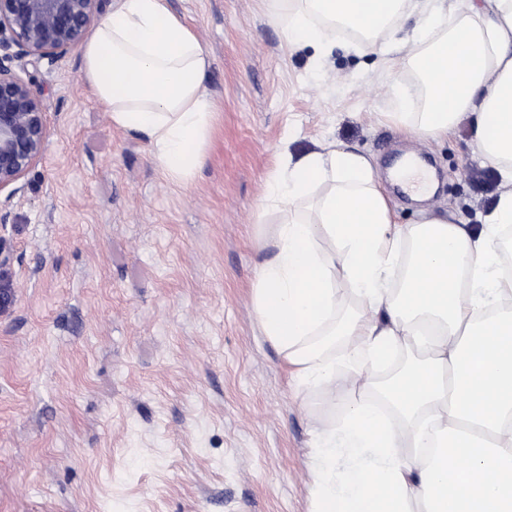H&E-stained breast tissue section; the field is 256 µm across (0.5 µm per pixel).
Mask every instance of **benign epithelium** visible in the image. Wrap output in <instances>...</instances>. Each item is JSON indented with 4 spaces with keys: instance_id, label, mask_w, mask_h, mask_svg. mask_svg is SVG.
Returning a JSON list of instances; mask_svg holds the SVG:
<instances>
[{
    "instance_id": "obj_1",
    "label": "benign epithelium",
    "mask_w": 512,
    "mask_h": 512,
    "mask_svg": "<svg viewBox=\"0 0 512 512\" xmlns=\"http://www.w3.org/2000/svg\"><path fill=\"white\" fill-rule=\"evenodd\" d=\"M103 0H0V45L18 56L57 60L82 44ZM47 106L11 67L0 63V191L16 185L43 157Z\"/></svg>"
}]
</instances>
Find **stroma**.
Masks as SVG:
<instances>
[{
    "label": "stroma",
    "mask_w": 512,
    "mask_h": 512,
    "mask_svg": "<svg viewBox=\"0 0 512 512\" xmlns=\"http://www.w3.org/2000/svg\"><path fill=\"white\" fill-rule=\"evenodd\" d=\"M207 48L216 105L192 183L113 125L81 54L0 62L49 118L45 154L0 192V512H312L311 444L334 418L253 313L256 269L281 219L260 213L284 156L338 144L368 155L394 220L465 224L501 191L461 123L434 140L389 117L385 70L337 33L291 46L268 0H168ZM425 155V200L393 184Z\"/></svg>",
    "instance_id": "stroma-1"
}]
</instances>
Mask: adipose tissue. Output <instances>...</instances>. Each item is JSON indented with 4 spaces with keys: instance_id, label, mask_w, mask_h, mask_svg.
<instances>
[{
    "instance_id": "ef3b65f1",
    "label": "adipose tissue",
    "mask_w": 512,
    "mask_h": 512,
    "mask_svg": "<svg viewBox=\"0 0 512 512\" xmlns=\"http://www.w3.org/2000/svg\"><path fill=\"white\" fill-rule=\"evenodd\" d=\"M281 3L270 0L269 16L290 45L325 54L349 27L363 51L395 52L421 82L390 84L395 119L435 139L467 122L503 187L476 228L433 213L395 223L372 163L346 147L287 158L269 179L284 216L254 314L296 386L343 410L313 435V512H512V276L493 248L512 224V0ZM81 56L80 78L113 124L145 139L173 182L191 183L214 120L211 59L167 0H116ZM343 287L358 313H339ZM409 344L427 359L377 386Z\"/></svg>"
}]
</instances>
